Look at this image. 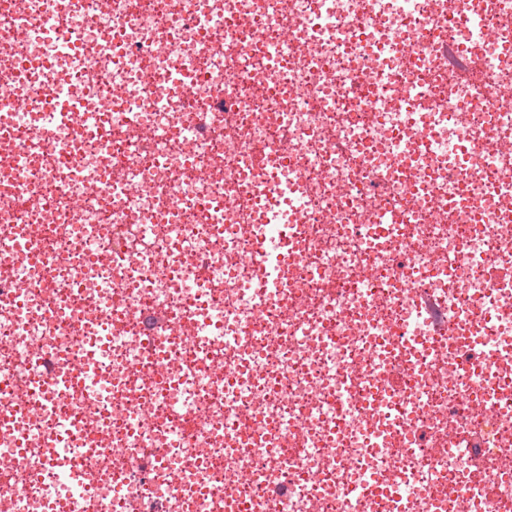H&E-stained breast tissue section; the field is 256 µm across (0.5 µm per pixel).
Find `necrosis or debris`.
I'll list each match as a JSON object with an SVG mask.
<instances>
[{
  "mask_svg": "<svg viewBox=\"0 0 512 512\" xmlns=\"http://www.w3.org/2000/svg\"><path fill=\"white\" fill-rule=\"evenodd\" d=\"M505 82L512 0H0V512H512Z\"/></svg>",
  "mask_w": 512,
  "mask_h": 512,
  "instance_id": "1",
  "label": "necrosis or debris"
}]
</instances>
